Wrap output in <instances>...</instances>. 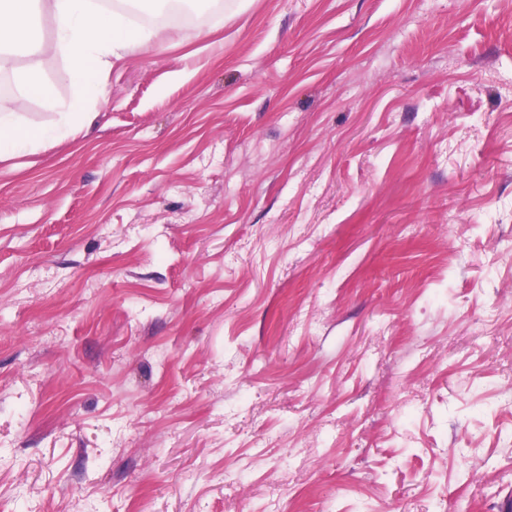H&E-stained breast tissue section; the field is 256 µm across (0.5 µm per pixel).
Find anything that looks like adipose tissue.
<instances>
[{"mask_svg":"<svg viewBox=\"0 0 512 512\" xmlns=\"http://www.w3.org/2000/svg\"><path fill=\"white\" fill-rule=\"evenodd\" d=\"M44 16L55 22V45L69 63L73 94L67 112L54 125L29 126L18 114L23 100L52 97L39 70L44 44L37 21ZM166 31L163 25L133 27L124 12L100 10L93 0H0V63L18 51L29 61L19 77L20 96L0 97V160L65 141L90 96L103 85L113 60L134 44H163Z\"/></svg>","mask_w":512,"mask_h":512,"instance_id":"obj_1","label":"adipose tissue"}]
</instances>
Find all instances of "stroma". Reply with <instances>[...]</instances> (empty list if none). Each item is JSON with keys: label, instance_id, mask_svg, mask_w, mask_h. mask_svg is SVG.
Masks as SVG:
<instances>
[{"label": "stroma", "instance_id": "stroma-1", "mask_svg": "<svg viewBox=\"0 0 512 512\" xmlns=\"http://www.w3.org/2000/svg\"><path fill=\"white\" fill-rule=\"evenodd\" d=\"M188 11L0 161V512H505L512 0Z\"/></svg>", "mask_w": 512, "mask_h": 512}]
</instances>
